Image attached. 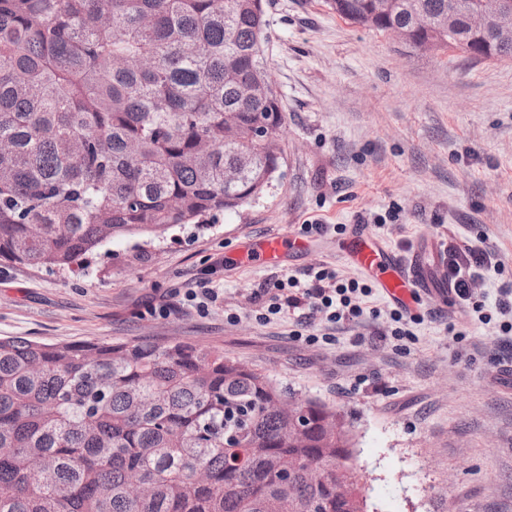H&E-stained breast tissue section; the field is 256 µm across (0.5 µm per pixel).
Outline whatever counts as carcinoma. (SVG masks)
Listing matches in <instances>:
<instances>
[{
    "label": "carcinoma",
    "mask_w": 512,
    "mask_h": 512,
    "mask_svg": "<svg viewBox=\"0 0 512 512\" xmlns=\"http://www.w3.org/2000/svg\"><path fill=\"white\" fill-rule=\"evenodd\" d=\"M478 3L328 0L378 32L452 10L453 41L424 36L464 54ZM267 27L264 0H0V258L69 268L264 193L285 124ZM288 399L199 345L0 337V512H366L340 414L302 400L293 440Z\"/></svg>",
    "instance_id": "cac0c4a2"
}]
</instances>
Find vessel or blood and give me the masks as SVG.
Instances as JSON below:
<instances>
[{
    "mask_svg": "<svg viewBox=\"0 0 512 512\" xmlns=\"http://www.w3.org/2000/svg\"><path fill=\"white\" fill-rule=\"evenodd\" d=\"M303 247L301 239L283 234L248 241L243 251L251 263L274 265L287 252ZM343 252L345 258L362 269L392 302L411 304L422 294L441 303L449 298L447 253H435L429 264L417 251L399 256L383 243L371 239L361 228L347 238Z\"/></svg>",
    "mask_w": 512,
    "mask_h": 512,
    "instance_id": "obj_1",
    "label": "vessel or blood"
}]
</instances>
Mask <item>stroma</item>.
<instances>
[{"instance_id":"obj_1","label":"stroma","mask_w":512,"mask_h":512,"mask_svg":"<svg viewBox=\"0 0 512 512\" xmlns=\"http://www.w3.org/2000/svg\"><path fill=\"white\" fill-rule=\"evenodd\" d=\"M266 11L286 114L267 192L201 227L106 241L75 270L0 258V337L223 350L336 408L366 512H512V385L501 379L512 338L493 306L512 284V60L411 48L326 0H266ZM353 224L400 254L433 239L489 247L498 265L470 300L486 320L424 302L399 336L395 305L375 290L358 320L329 321L302 290L324 268L360 279L340 254ZM288 232L306 252L237 260L244 238ZM292 296L309 323L287 310Z\"/></svg>"}]
</instances>
